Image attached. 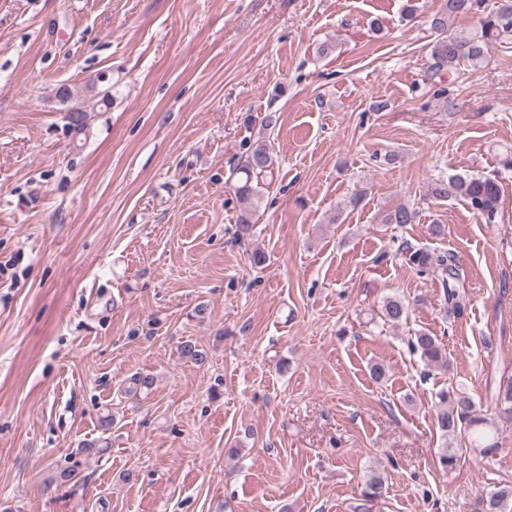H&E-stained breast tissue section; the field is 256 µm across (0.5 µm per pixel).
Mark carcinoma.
Here are the masks:
<instances>
[{"label": "carcinoma", "instance_id": "cac0c4a2", "mask_svg": "<svg viewBox=\"0 0 512 512\" xmlns=\"http://www.w3.org/2000/svg\"><path fill=\"white\" fill-rule=\"evenodd\" d=\"M482 0H441L432 16L430 25L436 33L432 42L429 77L433 78L446 68L464 66L469 71H479L488 62L489 45L512 47V0L501 3L480 16ZM474 14L477 24L470 29L448 31V20ZM58 97L63 102H73L68 108L67 125L70 132L81 134L88 128V113L77 103L79 92L69 85L62 86ZM273 157L267 143L258 141L251 146L241 169L243 177L235 187L239 200L246 204L238 220V235L244 240L251 236L253 224L252 206L261 199V182L271 173ZM430 193L437 200L446 201L454 196L461 199L472 212L485 223L493 224L498 216L500 181L498 175L457 174L447 181L433 182ZM418 211L408 205H400L384 215L385 224H413ZM406 263L420 275L439 273L443 289L444 309L454 315L461 314L460 301L462 275L454 255L450 252L407 246L402 249ZM410 302L398 296L386 297L377 316L387 324L399 325L407 319ZM413 351L420 353L427 365L448 370L450 360L441 339L429 331H417L410 341ZM436 420L441 433L442 448L437 453L438 466L448 472L457 468L464 452L463 443L468 441L480 449L484 457L498 450L496 431L493 426L474 413L471 398L452 386L436 393ZM491 402L499 413L512 419V376L502 377L491 392ZM386 479L376 471L370 472L361 487L354 512H372L375 504L385 498ZM476 512H512V486H493L482 493L475 504Z\"/></svg>", "mask_w": 512, "mask_h": 512}]
</instances>
